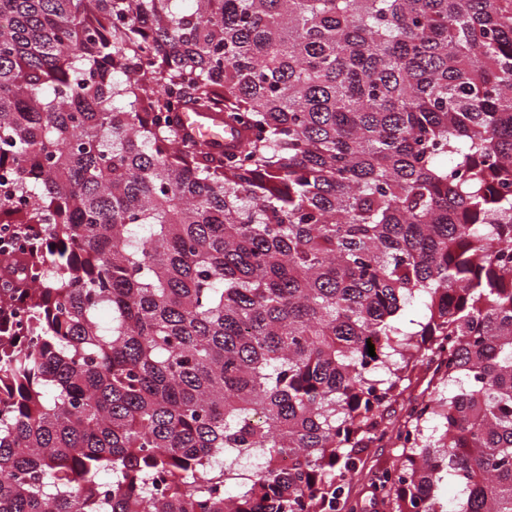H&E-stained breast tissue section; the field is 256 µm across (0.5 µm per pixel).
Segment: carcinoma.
<instances>
[{"instance_id":"carcinoma-1","label":"carcinoma","mask_w":512,"mask_h":512,"mask_svg":"<svg viewBox=\"0 0 512 512\" xmlns=\"http://www.w3.org/2000/svg\"><path fill=\"white\" fill-rule=\"evenodd\" d=\"M0 169V512H512V0H0ZM184 131L195 139H203L214 147L221 149L230 146H238L240 137L229 128H220L224 125L222 117L214 112H201L194 108H188L179 114ZM396 451L397 448H392L384 443L375 444L371 448H367L364 453V458L367 461L366 471L361 475L355 476L352 480L350 485L352 495L363 497L368 501L371 492L368 487L366 472L371 468L384 467L391 464L395 458Z\"/></svg>"}]
</instances>
